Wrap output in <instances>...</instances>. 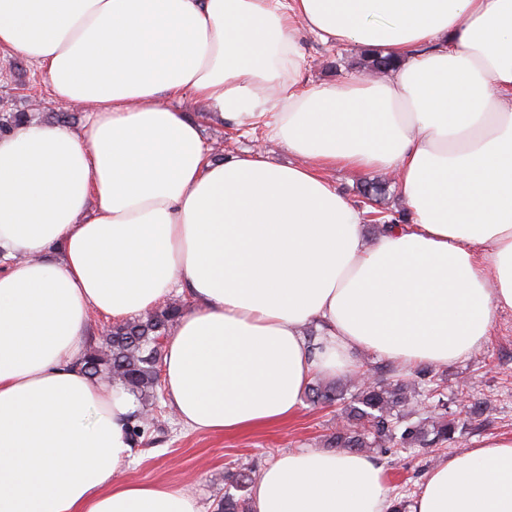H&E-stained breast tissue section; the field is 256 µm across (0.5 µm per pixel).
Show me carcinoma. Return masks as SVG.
Returning a JSON list of instances; mask_svg holds the SVG:
<instances>
[{
  "label": "carcinoma",
  "mask_w": 512,
  "mask_h": 512,
  "mask_svg": "<svg viewBox=\"0 0 512 512\" xmlns=\"http://www.w3.org/2000/svg\"><path fill=\"white\" fill-rule=\"evenodd\" d=\"M364 73H385L393 66L387 56L365 50L356 62ZM29 112L0 114V133H9L30 122ZM186 309L182 301L165 302L147 313L115 322L102 335L92 336L80 360L81 369L92 377L125 387L138 403L130 431L139 439L145 433V415L156 410L162 392L160 363L167 336ZM367 372L374 381L348 393L342 380H316L308 388L314 404L343 405L346 425L327 435L329 448H347L353 452H386L395 446L404 449L441 448L454 439L456 422L441 416L430 424L413 421L410 416L421 398L437 396L439 383L432 371L421 369L412 377L400 378L388 364L372 366ZM217 512H250L249 501L226 495L217 503Z\"/></svg>",
  "instance_id": "obj_1"
}]
</instances>
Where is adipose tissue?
<instances>
[{
	"label": "adipose tissue",
	"instance_id": "obj_1",
	"mask_svg": "<svg viewBox=\"0 0 512 512\" xmlns=\"http://www.w3.org/2000/svg\"><path fill=\"white\" fill-rule=\"evenodd\" d=\"M303 31L399 65L302 86ZM1 54L87 112L0 135V512H202L117 481L137 403L77 367L94 316L185 290L164 393L223 434L288 420L351 349L445 365L512 310V0H0ZM188 96L271 118L294 162L214 160ZM336 168L394 173L410 224L368 238ZM251 510L394 505L367 456L305 450L262 469ZM409 512H512V435L439 462Z\"/></svg>",
	"mask_w": 512,
	"mask_h": 512
}]
</instances>
